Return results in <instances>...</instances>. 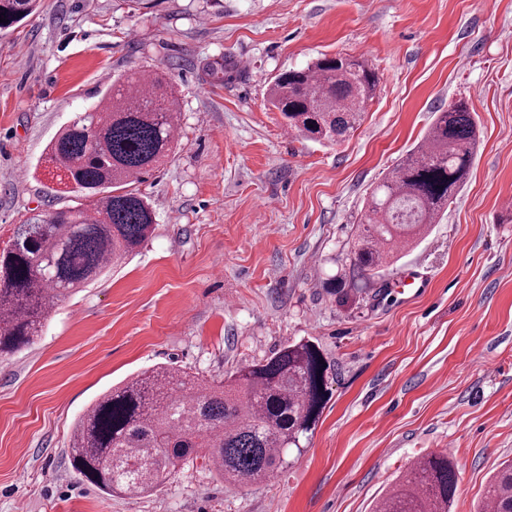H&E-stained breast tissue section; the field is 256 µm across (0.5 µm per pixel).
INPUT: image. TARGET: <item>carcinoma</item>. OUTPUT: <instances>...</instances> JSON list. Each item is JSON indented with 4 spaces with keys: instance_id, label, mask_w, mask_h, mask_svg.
<instances>
[{
    "instance_id": "carcinoma-1",
    "label": "carcinoma",
    "mask_w": 512,
    "mask_h": 512,
    "mask_svg": "<svg viewBox=\"0 0 512 512\" xmlns=\"http://www.w3.org/2000/svg\"><path fill=\"white\" fill-rule=\"evenodd\" d=\"M39 0H0L6 31ZM379 78L355 57L326 54L268 84L267 102L288 130L314 142H336L363 120ZM180 104L166 77L141 71L112 82L91 110L49 143L47 167L63 174L53 192L77 194L75 206L33 214L0 249V356L30 345L45 313L135 253L156 216L133 185L175 148ZM479 131L466 101L436 113L421 145L371 193L349 253L329 287L343 298L377 285L396 251L438 223L466 183ZM310 341L222 380L168 366L132 375L79 417L70 441L75 470L107 495L149 494L166 475L206 450L228 484H259L290 465V451L319 419L330 365ZM453 461H415L375 504V512H451ZM488 512H512V463L484 492Z\"/></svg>"
}]
</instances>
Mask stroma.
I'll use <instances>...</instances> for the list:
<instances>
[{
	"label": "stroma",
	"mask_w": 512,
	"mask_h": 512,
	"mask_svg": "<svg viewBox=\"0 0 512 512\" xmlns=\"http://www.w3.org/2000/svg\"><path fill=\"white\" fill-rule=\"evenodd\" d=\"M324 54L380 78L333 144L266 101L272 77ZM138 70L164 72L181 106L174 153L136 185L156 229L0 358V512H374L442 453L454 512H481L512 460V0H41L0 33V247L73 205L49 190L44 150ZM460 99L480 129L467 184L383 289L338 303L322 282L370 192ZM301 339L332 365L328 402L266 484L224 485L201 456L152 494L110 496L73 468L74 425L112 385L162 365L221 379Z\"/></svg>",
	"instance_id": "stroma-1"
}]
</instances>
